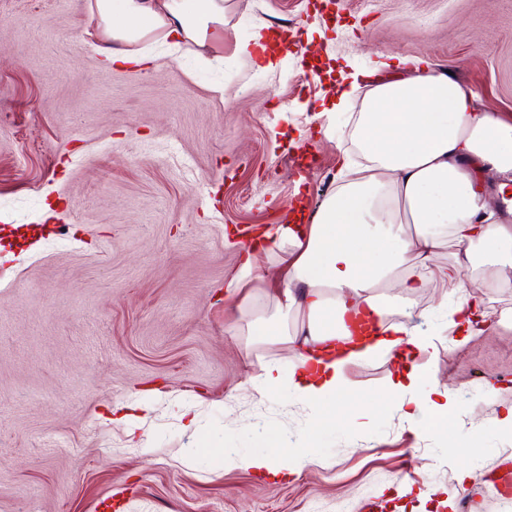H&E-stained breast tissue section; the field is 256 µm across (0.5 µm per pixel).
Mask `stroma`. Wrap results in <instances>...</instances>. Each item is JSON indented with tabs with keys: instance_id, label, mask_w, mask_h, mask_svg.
<instances>
[{
	"instance_id": "1",
	"label": "stroma",
	"mask_w": 512,
	"mask_h": 512,
	"mask_svg": "<svg viewBox=\"0 0 512 512\" xmlns=\"http://www.w3.org/2000/svg\"><path fill=\"white\" fill-rule=\"evenodd\" d=\"M87 22L85 0H0V512H502L483 477L512 462V266L474 272L483 332L444 334L436 357L455 409L413 428L385 394L392 358L351 366L353 397L310 413L244 388L286 346L236 335L224 295L247 230L315 207L356 156L330 107L344 76L382 54L437 62L512 122V0H341L335 19L225 0L220 66L160 46L106 69ZM261 23L288 35L269 71L238 53ZM455 290L388 317L435 331ZM127 406L142 443L112 421ZM348 409L367 426L334 424ZM305 424L317 461L300 474L225 470L226 450Z\"/></svg>"
}]
</instances>
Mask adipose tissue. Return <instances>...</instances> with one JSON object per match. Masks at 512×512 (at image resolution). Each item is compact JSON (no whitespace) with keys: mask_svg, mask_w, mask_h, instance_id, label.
<instances>
[{"mask_svg":"<svg viewBox=\"0 0 512 512\" xmlns=\"http://www.w3.org/2000/svg\"><path fill=\"white\" fill-rule=\"evenodd\" d=\"M86 11L107 69L150 60L159 42L193 46L201 57L224 46V0H87ZM355 134L365 166L349 169L303 223L265 228L227 285L240 334L280 337L291 353L246 386L262 395L284 389L313 408L345 394L349 366L400 359L408 349L431 357L441 332L469 333L480 319V292L466 279L475 246L512 264V225L486 198L487 186L512 179V123L480 110L470 87L439 64L414 66L371 87ZM448 241V264L433 265V251ZM267 256L277 261L272 278ZM428 280L457 285L439 331L386 323L384 291L407 302ZM387 390L410 423L426 408L445 419L453 406L432 364L406 366Z\"/></svg>","mask_w":512,"mask_h":512,"instance_id":"ef3b65f1","label":"adipose tissue"}]
</instances>
